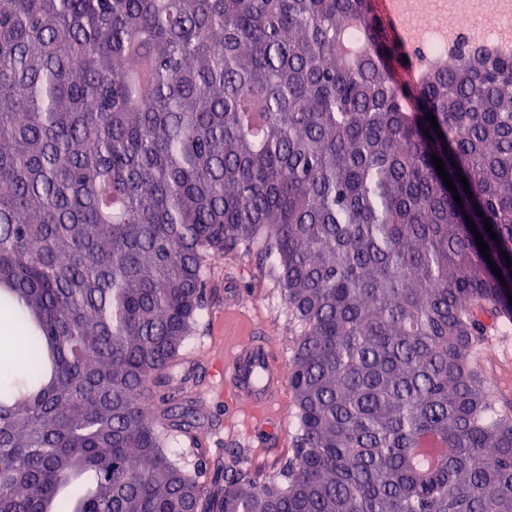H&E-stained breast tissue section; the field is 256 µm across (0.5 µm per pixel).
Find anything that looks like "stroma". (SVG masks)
<instances>
[{
    "label": "stroma",
    "instance_id": "1",
    "mask_svg": "<svg viewBox=\"0 0 512 512\" xmlns=\"http://www.w3.org/2000/svg\"><path fill=\"white\" fill-rule=\"evenodd\" d=\"M237 292L246 305L255 306L258 317L266 324L275 339V356L283 365H290L293 355L294 333L289 323L288 310L280 296L278 283L269 268L258 266L253 258L246 256L227 257L220 261L214 271L211 295L202 312L198 331L183 350L184 356L193 360L192 365L178 364L177 372H190L199 380L194 396L209 420L204 427V446L208 456L223 455L226 449L238 448L244 452L247 466L259 480L272 478L280 459L294 445L297 428L295 411H288L278 436L248 440L227 437L225 431L224 403L205 397V386L209 379V362L201 348V338L207 335L215 312L222 310L229 292Z\"/></svg>",
    "mask_w": 512,
    "mask_h": 512
}]
</instances>
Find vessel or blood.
<instances>
[{"instance_id": "vessel-or-blood-1", "label": "vessel or blood", "mask_w": 512, "mask_h": 512, "mask_svg": "<svg viewBox=\"0 0 512 512\" xmlns=\"http://www.w3.org/2000/svg\"><path fill=\"white\" fill-rule=\"evenodd\" d=\"M240 302L226 298L224 318L212 321L204 347L210 363L208 397H225L246 427L278 428L283 416L287 375L275 359L273 344L262 325L251 326L246 338L230 344L219 343L225 331V317L242 314ZM501 398L512 396V340L502 339L489 360Z\"/></svg>"}]
</instances>
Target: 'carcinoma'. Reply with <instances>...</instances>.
Segmentation results:
<instances>
[{
  "instance_id": "1",
  "label": "carcinoma",
  "mask_w": 512,
  "mask_h": 512,
  "mask_svg": "<svg viewBox=\"0 0 512 512\" xmlns=\"http://www.w3.org/2000/svg\"><path fill=\"white\" fill-rule=\"evenodd\" d=\"M399 69L372 0H0V512H512V58ZM229 254L295 333L263 482L169 451ZM511 337L502 339L496 350L492 352V356L489 359L491 369L499 382V388L495 390V394L500 399L506 397L508 400L512 397L510 386V379L512 375Z\"/></svg>"
}]
</instances>
